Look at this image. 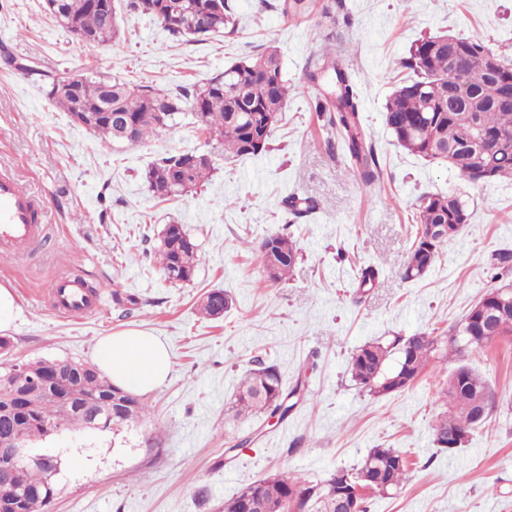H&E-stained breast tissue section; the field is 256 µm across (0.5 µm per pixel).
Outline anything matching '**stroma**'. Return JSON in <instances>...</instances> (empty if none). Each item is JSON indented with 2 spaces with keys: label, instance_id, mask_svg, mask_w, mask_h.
<instances>
[{
  "label": "stroma",
  "instance_id": "1",
  "mask_svg": "<svg viewBox=\"0 0 512 512\" xmlns=\"http://www.w3.org/2000/svg\"><path fill=\"white\" fill-rule=\"evenodd\" d=\"M276 0H227L234 23L201 42L173 40L149 18L115 0L119 34L87 51L44 10L45 0H0V45L17 61L0 64V167L39 196L45 236L20 257L0 255V284L16 309L0 363L93 362L98 340L146 330L166 344L172 367L147 391L151 413L118 432L60 433L42 445L60 453L48 512H222L225 499L277 471L326 479L357 466L369 449L407 454L410 478L376 496L368 512H512V339L458 357L450 336L490 289L512 285L493 253L512 250V180L472 183L396 146L383 122L401 62L419 40L440 33L480 34L512 60V0H340L350 24L283 18ZM339 45L360 98V129L374 147L380 178L365 184L341 135L313 108L307 79L325 43ZM275 48L290 86L288 103L261 156L217 160L210 180L170 201L148 195L143 177L165 152L211 150L196 125L135 146L115 147L74 125L21 71L97 73L136 86L178 91L229 64ZM456 190L471 223L425 277L403 280L423 196ZM318 202L287 223L284 200ZM182 225L199 246L192 282L170 284L154 258L158 232ZM286 229L299 247L290 280L275 283L254 260L271 232ZM378 273L358 287L360 266ZM73 272L96 287L100 309L67 317L46 288ZM214 288L232 299L224 317L202 318ZM423 333L437 349L408 389L362 391L347 372L366 342ZM276 365L286 385L304 380L309 400L282 423L225 418L236 388L256 361ZM497 394L488 422L448 455L434 443L444 410L439 392L460 363ZM245 438L235 447V437Z\"/></svg>",
  "mask_w": 512,
  "mask_h": 512
}]
</instances>
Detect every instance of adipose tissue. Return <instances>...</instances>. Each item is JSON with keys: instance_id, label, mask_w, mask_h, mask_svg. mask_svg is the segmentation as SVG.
I'll use <instances>...</instances> for the list:
<instances>
[{"instance_id": "adipose-tissue-1", "label": "adipose tissue", "mask_w": 512, "mask_h": 512, "mask_svg": "<svg viewBox=\"0 0 512 512\" xmlns=\"http://www.w3.org/2000/svg\"><path fill=\"white\" fill-rule=\"evenodd\" d=\"M96 366L118 386L145 391L161 384L172 362L163 342L146 331H122L102 337Z\"/></svg>"}]
</instances>
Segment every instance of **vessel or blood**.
Masks as SVG:
<instances>
[{
    "mask_svg": "<svg viewBox=\"0 0 512 512\" xmlns=\"http://www.w3.org/2000/svg\"><path fill=\"white\" fill-rule=\"evenodd\" d=\"M44 214L35 195L15 176L0 171V253L18 255L40 232ZM49 294L61 314L86 315L99 306L97 294L76 275L52 282Z\"/></svg>",
    "mask_w": 512,
    "mask_h": 512,
    "instance_id": "1",
    "label": "vessel or blood"
}]
</instances>
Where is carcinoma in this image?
Segmentation results:
<instances>
[{
    "label": "carcinoma",
    "mask_w": 512,
    "mask_h": 512,
    "mask_svg": "<svg viewBox=\"0 0 512 512\" xmlns=\"http://www.w3.org/2000/svg\"><path fill=\"white\" fill-rule=\"evenodd\" d=\"M69 2V14L58 15L56 20L68 32L79 26L92 33L94 40L83 43L87 49L93 50L115 36L116 24L107 22L101 11L90 7L89 0ZM278 2L285 18L310 14L309 0ZM125 7L150 17L178 40L195 41L232 23L225 0H127ZM197 12L206 13L208 20L207 29L201 32L192 33L175 21ZM488 56L504 63L500 77L512 82V61L490 47L479 34L429 37L413 45L403 61L412 77L393 91L385 106L384 123L394 141L414 155L450 167L465 180L470 179V171L475 167L488 170L490 181L512 179V103L493 100L490 77L480 63V59ZM308 79L322 87V93L314 100L315 111L328 113V123L339 129L346 153L362 180L375 183L379 171L374 150L358 130L357 86L351 73L336 60V51L321 53ZM42 84L47 97L61 111L72 112L69 93L58 89L53 79L44 78ZM108 88L113 109L133 121L134 143L166 134L177 124L185 98L190 101L195 123L218 136L216 142L226 159L254 157L266 151L289 94L279 55L274 51L235 62L204 85L185 88L178 95L147 86L136 89L118 77L88 75L80 87V96L87 105L95 107ZM477 122L482 124L486 139L480 153L474 156L472 148L464 147V142L470 140ZM196 153V149L172 151L153 161L144 180L148 194L170 199L203 184L214 164L192 161L191 155ZM471 220L472 211L459 194L441 192L424 196L416 218V247L408 254L404 278L422 277L425 270L414 266L419 253H424L429 263H435L448 240L458 237ZM298 252L296 241L278 231L262 239L255 250V260L264 271H272L270 280L280 282L292 271ZM155 255L165 278L172 283L192 281L201 261L197 245L179 224L165 225ZM219 303L210 291L200 302L199 311L207 319H217L224 315ZM475 326L470 311L456 324L452 343L457 355L491 344L487 339L471 343L458 340ZM434 350L435 339L423 333L396 336L384 343L368 342L350 355L347 369L362 389L371 394H389L407 386L387 385V379L403 369L410 379H416ZM391 361L396 363L392 370ZM56 377L61 379L62 395L36 392L30 401L31 409L15 415L0 414V440L18 432L28 444L34 445L50 436L55 428L84 431L88 429V418L81 411V404L104 400L115 388L95 367L67 373L55 360H36L0 367V403L9 400L24 381ZM298 388V383L291 388L284 385L276 366L259 360L239 384L231 409L237 418L262 414L283 420L293 405H282V398ZM445 397L448 410L434 427V442L441 451L452 454L486 423L484 419L473 421V407L484 404L488 417L495 408V396L487 380L463 364L448 379ZM130 403L128 412L114 416L106 429L118 430L149 413L145 397L136 394ZM338 472L351 478L365 475L369 492L356 505L357 512H367L368 500L397 490L406 481L409 470L406 453L395 448H372L359 467L339 468ZM17 483L31 490L20 505L21 512H45L53 493L47 476L37 470L21 469ZM344 491L346 487L336 481V473L314 482L298 474L271 472L224 500V512H239V502L247 494L259 507L258 512H280L286 505L296 512H336V501L344 496Z\"/></svg>",
    "instance_id": "cac0c4a2"
}]
</instances>
